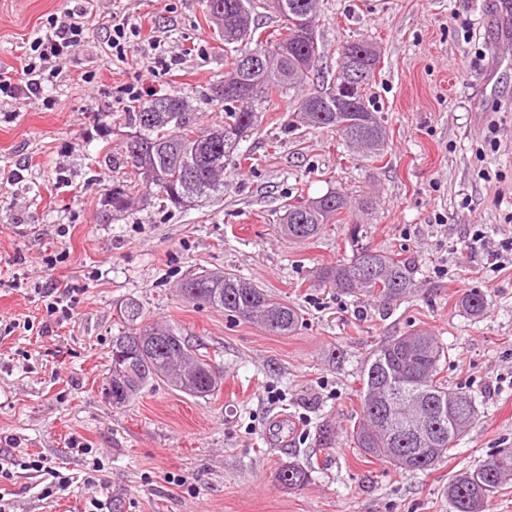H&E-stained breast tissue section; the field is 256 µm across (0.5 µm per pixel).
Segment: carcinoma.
<instances>
[{"label":"carcinoma","instance_id":"1","mask_svg":"<svg viewBox=\"0 0 512 512\" xmlns=\"http://www.w3.org/2000/svg\"><path fill=\"white\" fill-rule=\"evenodd\" d=\"M280 2L283 8L276 13L284 26L277 35L262 39L255 37L257 20L270 7L269 0H206V20L216 25L222 41L247 44L230 51L224 80L212 91L215 105L224 112L222 121L201 127L202 116L174 96L155 94L146 103L130 106L120 114L130 133L112 164L132 176L112 182L101 196L102 207L122 213L146 195L184 208L223 191L224 166L237 141L254 125L256 113L280 101L294 109L296 125L334 133L351 147L381 155L386 131L364 98L380 62L377 47L363 40L342 44L334 49L338 66L328 87L301 94L305 84L319 77L325 56L323 45L302 35L303 27L314 31L318 26L319 0ZM250 56L262 60L263 69L236 79L242 59ZM351 75L361 79L355 95L347 100L336 97L334 89ZM350 208V196L338 192L290 204L281 231L290 241H306ZM361 228L349 225L352 258L324 268L319 282L384 301L402 297L412 286L409 267L360 244ZM177 288L189 303L231 312L278 336L290 334L299 322L296 307L231 273L196 274ZM457 305L473 319L487 309L484 295L477 291L462 294ZM118 318L125 330L113 340L105 387L112 404L128 402L157 380L195 398L210 396L222 385L220 366L178 330L147 322L137 301L121 302ZM449 358L450 349L423 330L393 336L369 353L359 375L361 411L350 431L364 456L404 472L429 470L447 457L479 419L476 396L466 388L449 387L439 377L440 366ZM511 477L512 448H500L455 475L448 483V500L454 512H483L487 500ZM310 478L311 470L295 461L278 470V480L290 489L304 487Z\"/></svg>","mask_w":512,"mask_h":512}]
</instances>
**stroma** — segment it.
Wrapping results in <instances>:
<instances>
[{"label":"stroma","instance_id":"35a3bbf8","mask_svg":"<svg viewBox=\"0 0 512 512\" xmlns=\"http://www.w3.org/2000/svg\"><path fill=\"white\" fill-rule=\"evenodd\" d=\"M500 0H323L321 42L368 40L381 50L367 106L387 131L382 156L353 152L335 134L297 129L292 110L258 113L224 168V191L201 205L103 210L108 158L125 129L126 87L182 97L219 121L211 91L224 52L203 0H93L97 16L126 17L142 38L126 61L93 31L43 93L0 98V449L42 456L72 484L56 498L19 472L0 485L14 512H452L444 493L460 470L512 447V68L486 78L499 52ZM74 0H0V72L20 76L49 15ZM163 36L155 51L150 39ZM175 58L153 74L156 55ZM366 195L344 222L296 243L280 230L285 206L330 191ZM409 263L413 289L383 303L318 284L320 269L352 257L347 226ZM237 274L299 307L277 336L233 313L183 301L177 283ZM25 287H12L13 279ZM73 291L68 318L47 321L41 294ZM483 293L484 317L457 306ZM136 300L148 321L178 328L224 369L222 388L192 398L162 382L113 406L104 391L117 308ZM423 328L451 346L441 368L470 389L480 419L447 458L404 473L364 457L347 431L360 410L359 371L388 337ZM338 432L319 448L322 422ZM88 447L75 452L74 444ZM101 472L83 479L91 461ZM288 461L313 467L302 489L277 479Z\"/></svg>","mask_w":512,"mask_h":512}]
</instances>
